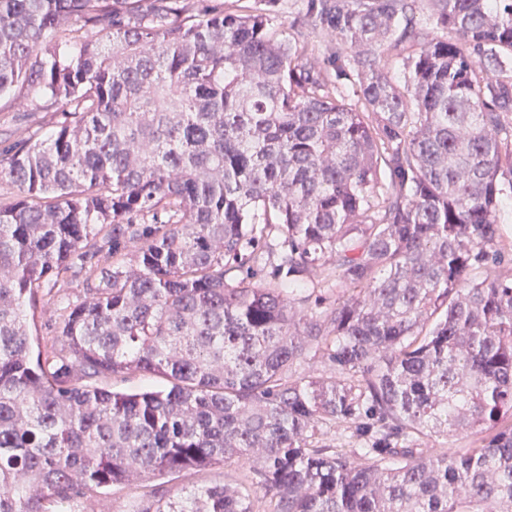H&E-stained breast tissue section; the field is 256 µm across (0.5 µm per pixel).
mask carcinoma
<instances>
[{
    "mask_svg": "<svg viewBox=\"0 0 512 512\" xmlns=\"http://www.w3.org/2000/svg\"><path fill=\"white\" fill-rule=\"evenodd\" d=\"M264 2L0 0V98L62 116L0 156V512L228 461L134 512H512V0H305L322 61ZM136 373L169 386L89 384ZM497 214L498 224L502 227L500 248L503 261L493 268L502 274H510L512 269V262H510V259L512 260V200L510 198L502 200ZM47 290L39 292V304L36 312L37 334L42 342L55 338L57 350L65 349V343L61 337L54 336L57 323L63 314L62 308L70 304L82 302L86 293L82 286V278H74L70 273L61 277L58 288H54L52 296L46 295ZM53 295H55L53 297ZM478 437L468 433L460 432L449 437H430L422 438L419 443V448L425 455H436L440 453L443 448H470Z\"/></svg>",
    "mask_w": 512,
    "mask_h": 512,
    "instance_id": "cac0c4a2",
    "label": "carcinoma"
}]
</instances>
